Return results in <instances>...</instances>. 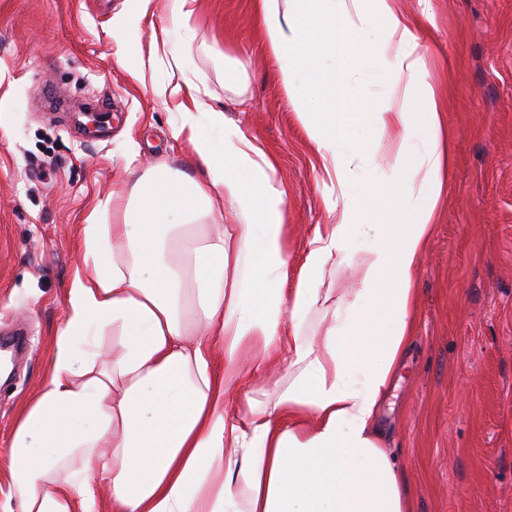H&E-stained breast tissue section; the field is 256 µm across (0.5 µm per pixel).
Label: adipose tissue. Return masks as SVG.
I'll list each match as a JSON object with an SVG mask.
<instances>
[{"label": "adipose tissue", "instance_id": "ef3b65f1", "mask_svg": "<svg viewBox=\"0 0 512 512\" xmlns=\"http://www.w3.org/2000/svg\"><path fill=\"white\" fill-rule=\"evenodd\" d=\"M259 9L278 77L336 179L335 223L317 225L287 287L286 191L272 160L193 89L160 87L178 98L174 134L207 180L143 177L132 202L113 203V223L84 225L69 316L14 425L0 512H98L105 493L113 512H409L378 428L451 156L426 48L397 0ZM366 76L401 89V103L362 93ZM203 117L218 137L200 133ZM215 192L236 237L194 225ZM350 268L359 287L322 292L327 271ZM107 329L118 352L103 364ZM274 354L287 383L230 413L243 360L258 372Z\"/></svg>", "mask_w": 512, "mask_h": 512}]
</instances>
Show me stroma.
<instances>
[{
	"label": "stroma",
	"mask_w": 512,
	"mask_h": 512,
	"mask_svg": "<svg viewBox=\"0 0 512 512\" xmlns=\"http://www.w3.org/2000/svg\"><path fill=\"white\" fill-rule=\"evenodd\" d=\"M398 2L428 47L453 162L414 342L380 411L384 445L411 512H512V0ZM187 81L274 160L296 281L336 181L277 77L255 0H194L186 32L166 0H0V339L20 329L26 341L0 380L1 489L15 420L68 317L83 225L111 223L141 176H201L174 135L176 99L153 92Z\"/></svg>",
	"instance_id": "35a3bbf8"
}]
</instances>
